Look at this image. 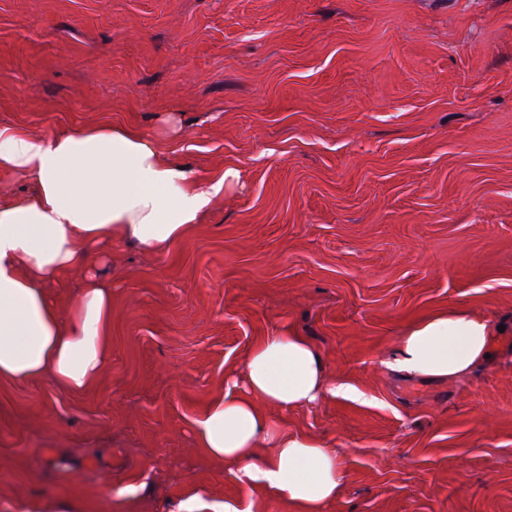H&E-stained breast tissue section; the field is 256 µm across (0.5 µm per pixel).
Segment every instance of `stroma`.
<instances>
[{"instance_id": "1", "label": "stroma", "mask_w": 512, "mask_h": 512, "mask_svg": "<svg viewBox=\"0 0 512 512\" xmlns=\"http://www.w3.org/2000/svg\"><path fill=\"white\" fill-rule=\"evenodd\" d=\"M103 119L240 181L163 254L97 246L110 366L0 383V512H297L191 427L283 326L359 393L282 415L342 453L325 512H512V0H0V125ZM448 309L488 364L387 367Z\"/></svg>"}]
</instances>
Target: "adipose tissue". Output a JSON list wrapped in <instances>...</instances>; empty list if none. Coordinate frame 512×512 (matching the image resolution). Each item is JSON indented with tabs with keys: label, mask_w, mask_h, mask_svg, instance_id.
I'll list each match as a JSON object with an SVG mask.
<instances>
[{
	"label": "adipose tissue",
	"mask_w": 512,
	"mask_h": 512,
	"mask_svg": "<svg viewBox=\"0 0 512 512\" xmlns=\"http://www.w3.org/2000/svg\"><path fill=\"white\" fill-rule=\"evenodd\" d=\"M0 171L36 186L29 196H0V382L50 378L73 393L88 389L110 363L112 290L91 272L93 247L109 238L164 252L240 177L228 167L201 179L165 154L160 137L109 121L50 136L0 125ZM80 270L83 286L60 314L48 286ZM494 330L461 311L431 315L400 336L390 366L410 377L454 380L494 354ZM328 394L352 398L356 391L329 384L307 337L275 329L250 346L241 379L226 383L193 419L196 443L300 512H324L344 479L338 449L288 432L268 410Z\"/></svg>",
	"instance_id": "1"
}]
</instances>
